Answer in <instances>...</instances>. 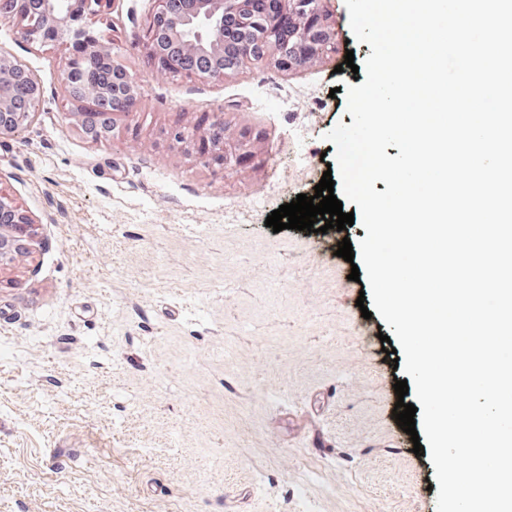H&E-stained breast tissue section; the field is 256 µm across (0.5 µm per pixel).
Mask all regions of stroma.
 Returning <instances> with one entry per match:
<instances>
[{
  "mask_svg": "<svg viewBox=\"0 0 512 512\" xmlns=\"http://www.w3.org/2000/svg\"><path fill=\"white\" fill-rule=\"evenodd\" d=\"M338 51L285 74L187 80L142 53L155 0H111L102 30L138 82V131L94 141L63 48L0 23L41 82L0 137V193L33 222L0 270V512H437L435 468L392 411L393 361L335 239L273 232L351 125L342 63L371 53L345 0ZM229 112L267 160L213 175L162 138L174 113Z\"/></svg>",
  "mask_w": 512,
  "mask_h": 512,
  "instance_id": "obj_1",
  "label": "stroma"
}]
</instances>
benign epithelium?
Here are the masks:
<instances>
[{"label": "benign epithelium", "instance_id": "1", "mask_svg": "<svg viewBox=\"0 0 512 512\" xmlns=\"http://www.w3.org/2000/svg\"><path fill=\"white\" fill-rule=\"evenodd\" d=\"M29 7L18 10L12 0H0V23L18 25L21 37L40 45H81L84 55L67 57L62 76L72 114L80 129L97 141L130 129L132 112L114 110L92 128L86 126L85 115L100 111L102 96L110 90L137 99V81L118 61H112V86H94L79 97L71 90L76 64L93 67L98 61L112 56L110 44L97 27L103 20L109 0H81L77 11L57 7V0H27ZM306 45L305 61L314 63L330 51H336V31L330 14L322 11L316 0H188L185 14L175 17L168 13V0H156V11L143 44L151 65L167 71L176 70L175 61L184 51H193L222 60L224 48L239 40L245 49L239 63L217 72L183 73L187 79L223 78L233 71L247 68L260 61L268 69L288 72L295 69L289 52L290 40ZM21 72L28 85V107L23 112L14 109L12 100L14 72ZM41 84L0 53V135H14L24 129L40 99ZM224 126V138L210 141L213 116L207 114L198 125L199 137L180 143L187 154L214 169L224 171L259 167L265 162L263 137L231 118L218 116ZM7 216V225L0 226V268L11 265L27 252L32 236V222L24 211L0 193V216Z\"/></svg>", "mask_w": 512, "mask_h": 512}]
</instances>
